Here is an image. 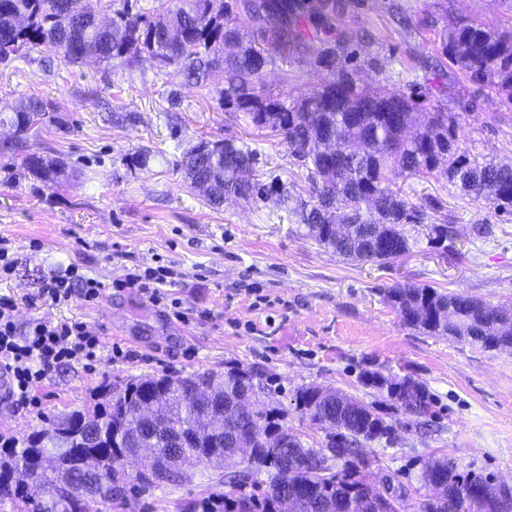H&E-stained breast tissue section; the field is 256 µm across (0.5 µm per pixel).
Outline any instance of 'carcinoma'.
<instances>
[{"label":"carcinoma","mask_w":512,"mask_h":512,"mask_svg":"<svg viewBox=\"0 0 512 512\" xmlns=\"http://www.w3.org/2000/svg\"><path fill=\"white\" fill-rule=\"evenodd\" d=\"M72 0H0V62L27 58L45 49L68 64L93 58L120 60L133 69L149 65L170 79L206 86L223 74L218 90L224 111L243 114L257 128H268L288 145L305 188L295 180H248L258 153L231 139L201 141L188 147L180 163L191 187L206 185L203 197L220 207L234 196L271 202L288 210L319 246L354 262L387 265L410 250L409 224L430 223L429 241L460 255L452 245L455 228L448 218L430 215L396 186L405 174L435 175L494 211L512 214V165L481 164L469 157L454 112H424L418 95L381 86L366 91L354 71L335 68L336 48L318 63L330 78L313 90L299 85L284 97L265 83V69L298 56L309 34H330L341 0H184L173 9L162 0L153 13L133 10L129 0L113 11L111 25L99 24L101 0H86L84 11ZM442 53L455 71L472 83L512 102V31L478 21L448 27ZM46 109L28 99L0 113V124L15 131L3 150L22 156L25 169L60 187L73 172L31 151L29 137ZM401 321L430 336H452L484 348L512 351V307L491 305L462 292L398 284L385 290ZM220 379L209 404L195 399L198 386ZM258 375L230 367L184 377L131 376L105 382L84 411L57 416L51 428L34 431L0 450V502L18 512H112L132 497L162 484L186 479L163 467L137 461L147 434L162 462L199 454L194 445L170 440L176 430L208 436L216 422L224 433V512H408L411 498L390 500L369 482V460L360 450L394 434L376 407L343 392L301 389L297 406L325 444L316 449L280 423L276 410L244 408L241 393ZM365 383L386 392L404 413L433 414L426 387L411 376L389 378L368 372ZM96 454L123 458L136 470L112 486L89 494L97 474L88 467ZM38 468L42 496L32 500L15 474ZM266 474L262 497L242 487ZM417 512H512V486L489 475L464 472L454 459L439 456L423 468Z\"/></svg>","instance_id":"1"}]
</instances>
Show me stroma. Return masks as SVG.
<instances>
[{"instance_id":"obj_1","label":"stroma","mask_w":512,"mask_h":512,"mask_svg":"<svg viewBox=\"0 0 512 512\" xmlns=\"http://www.w3.org/2000/svg\"><path fill=\"white\" fill-rule=\"evenodd\" d=\"M336 21L342 50L337 67L356 68L363 86L387 85L422 94L425 110L459 115L472 158L512 164V103L469 82L441 52L448 26L479 20L512 28V0H346ZM321 39L302 58L267 67L265 80L286 94L284 71L304 87L323 83L314 60ZM221 78L209 87L180 85L152 70L52 54L0 64V111L36 98L48 114L32 149L75 173L60 188L28 173L20 157L0 153V238L16 258L0 295L16 299L19 330L37 321H83L101 341L93 366L74 361L38 389L39 408L5 404L0 442L45 428L53 416L83 408L106 381L129 375L174 376L231 366L262 375V405L310 444L320 442L295 409L302 387H330L392 411L364 375L412 376L434 405L421 424L399 426L393 442L368 444L372 472L418 474L432 457H454L459 468L512 485V352L488 350L450 336H427L404 325L382 295L395 284L463 292L493 305L512 303V219L496 215L439 178H410L401 187L416 204L450 215L462 259L427 242L429 227L410 225L415 243L397 261L351 262L318 246L287 211L235 198L208 206L177 171L183 151L199 140L235 139L258 153L266 179H288L286 144L219 101ZM151 150L147 165L131 155ZM488 224L479 236L474 225ZM77 267L106 282L123 267L178 270L161 303L133 288H110L95 304L39 301L53 272ZM184 320H177L173 307ZM223 483L195 467L191 482L165 485L131 499L127 512H204L223 500Z\"/></svg>"}]
</instances>
